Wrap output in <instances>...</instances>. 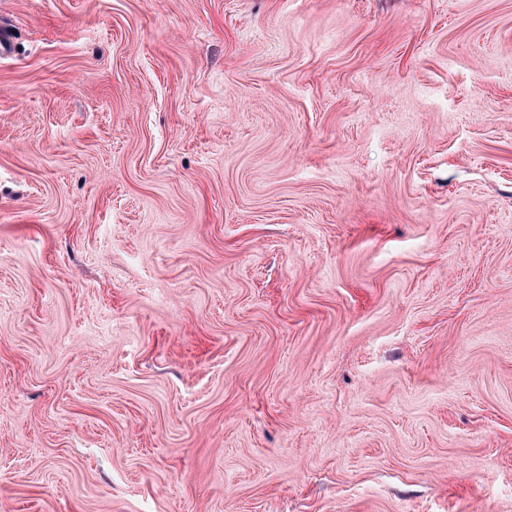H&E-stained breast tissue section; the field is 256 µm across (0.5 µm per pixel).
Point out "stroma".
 <instances>
[{
  "instance_id": "stroma-1",
  "label": "stroma",
  "mask_w": 512,
  "mask_h": 512,
  "mask_svg": "<svg viewBox=\"0 0 512 512\" xmlns=\"http://www.w3.org/2000/svg\"><path fill=\"white\" fill-rule=\"evenodd\" d=\"M0 512H512V0H0Z\"/></svg>"
}]
</instances>
